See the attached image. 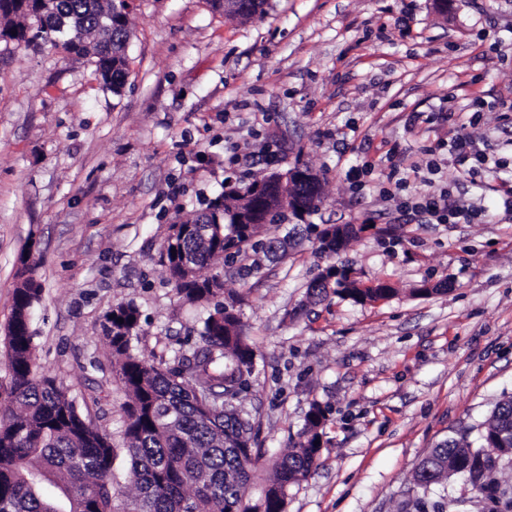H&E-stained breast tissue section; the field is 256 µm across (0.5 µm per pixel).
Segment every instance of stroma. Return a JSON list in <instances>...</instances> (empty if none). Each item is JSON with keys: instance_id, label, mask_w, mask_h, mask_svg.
Listing matches in <instances>:
<instances>
[{"instance_id": "stroma-1", "label": "stroma", "mask_w": 512, "mask_h": 512, "mask_svg": "<svg viewBox=\"0 0 512 512\" xmlns=\"http://www.w3.org/2000/svg\"><path fill=\"white\" fill-rule=\"evenodd\" d=\"M122 94L87 60L0 41V340L20 256L40 258L36 353L83 415L120 431L126 396L103 330L112 306L141 312L134 352L169 360L196 342L206 309L167 280L176 218L227 177L268 160L321 179L311 224H356L341 254L362 284L393 295L316 301L324 264L310 238L223 272L242 295L256 353L238 406L257 426V483L297 441L312 403L328 407L319 467L285 512H405L423 457L476 442L512 396V0H270L262 18L210 0H133ZM468 128L500 166L462 179L448 144ZM448 190L482 211L473 224H422L404 198ZM441 292L416 295L422 282Z\"/></svg>"}]
</instances>
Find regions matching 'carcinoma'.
Returning a JSON list of instances; mask_svg holds the SVG:
<instances>
[{"label":"carcinoma","instance_id":"obj_1","mask_svg":"<svg viewBox=\"0 0 512 512\" xmlns=\"http://www.w3.org/2000/svg\"><path fill=\"white\" fill-rule=\"evenodd\" d=\"M130 12L116 11L112 0H51L39 16L17 0H0V35L26 47L49 44L90 60L114 94L124 87ZM263 175L242 188L231 187L206 208L171 227L163 260L168 282L190 304L211 306L202 320L199 343L171 364H155L132 349L140 311L124 303L106 314L105 332L112 348L115 378L127 401L119 439L87 422L74 399L37 362L31 310L41 285L23 268L7 327L6 358L10 412L0 414V512H284L288 487L318 466L321 428L327 410L311 405L303 431L290 452L276 461L272 478L252 497L259 456L242 448L253 440L255 425L235 405L250 387L255 351L245 341L235 309L239 298H224L220 276L201 278L206 265L229 266L246 248L267 255L273 241L259 238L267 224H283L284 213L265 217L259 209L251 224H237L242 199ZM322 227L315 253L330 263L309 284L313 295L333 294L357 303L387 299L394 289L377 281L359 288L348 282L351 268L331 261L357 233L344 225ZM124 322H118V319ZM125 454L136 493H126L113 472ZM512 460V396L497 403L476 449L450 437L419 463L415 484L420 493L406 512H444L429 493L462 475L474 489L512 512V487L495 474Z\"/></svg>","mask_w":512,"mask_h":512}]
</instances>
